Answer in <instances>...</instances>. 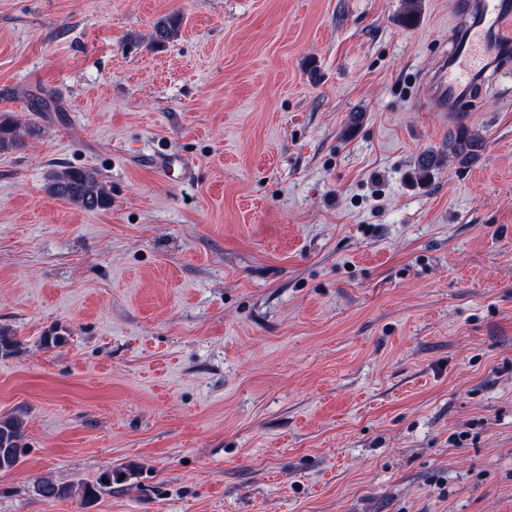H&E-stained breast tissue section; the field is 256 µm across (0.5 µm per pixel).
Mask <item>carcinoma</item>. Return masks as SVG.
<instances>
[{"instance_id": "obj_1", "label": "carcinoma", "mask_w": 512, "mask_h": 512, "mask_svg": "<svg viewBox=\"0 0 512 512\" xmlns=\"http://www.w3.org/2000/svg\"><path fill=\"white\" fill-rule=\"evenodd\" d=\"M421 9L420 0H404L403 10L396 21L403 26H414L418 22ZM179 20L167 18L155 25V38L158 41L169 40L178 34ZM23 130L19 124L10 120L0 121V151L9 150L21 140ZM482 139L460 129L448 141V153L458 164L468 166L480 155ZM47 192L60 200L67 201L85 211L105 210L111 205V197L105 185L95 172L86 169L68 167L51 173L46 187ZM28 454L24 442V421L16 415L0 417V471H10L17 467ZM121 470L107 468L99 473L93 482L76 487L57 484L45 479L36 485V493L46 499H63L78 494L81 504L88 509L93 507L101 495L112 491V485L119 483Z\"/></svg>"}]
</instances>
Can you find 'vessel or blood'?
I'll use <instances>...</instances> for the list:
<instances>
[{
    "label": "vessel or blood",
    "instance_id": "1",
    "mask_svg": "<svg viewBox=\"0 0 512 512\" xmlns=\"http://www.w3.org/2000/svg\"><path fill=\"white\" fill-rule=\"evenodd\" d=\"M463 8L452 50L422 79V100L438 112L461 111L487 73H512V46L502 40L512 24V0H465Z\"/></svg>",
    "mask_w": 512,
    "mask_h": 512
}]
</instances>
